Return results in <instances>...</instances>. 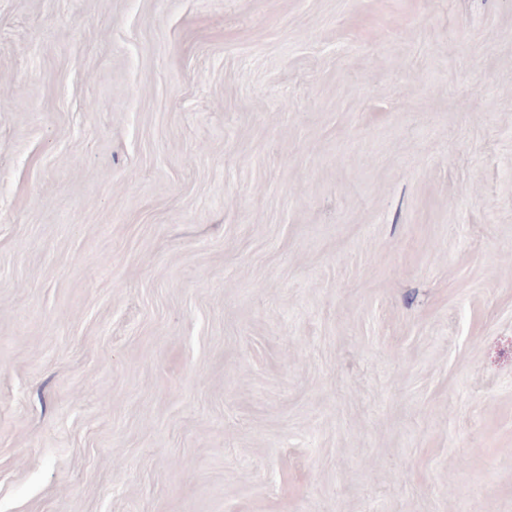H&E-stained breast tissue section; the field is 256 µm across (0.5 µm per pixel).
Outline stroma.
I'll return each mask as SVG.
<instances>
[{
  "instance_id": "stroma-1",
  "label": "stroma",
  "mask_w": 512,
  "mask_h": 512,
  "mask_svg": "<svg viewBox=\"0 0 512 512\" xmlns=\"http://www.w3.org/2000/svg\"><path fill=\"white\" fill-rule=\"evenodd\" d=\"M512 512V0H0V512Z\"/></svg>"
}]
</instances>
